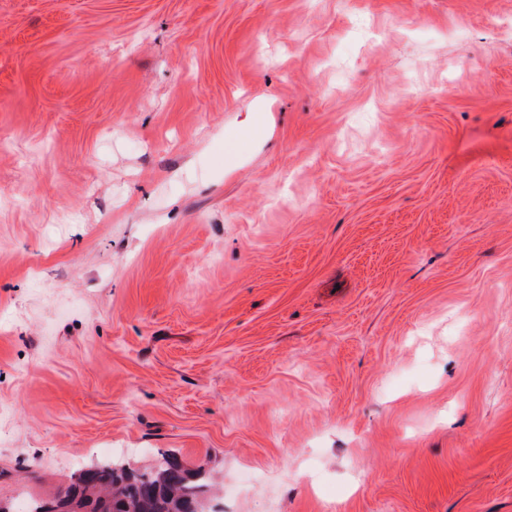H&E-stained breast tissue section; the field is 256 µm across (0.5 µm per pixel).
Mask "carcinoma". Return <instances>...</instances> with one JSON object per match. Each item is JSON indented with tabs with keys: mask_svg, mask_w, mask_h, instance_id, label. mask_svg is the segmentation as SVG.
Wrapping results in <instances>:
<instances>
[{
	"mask_svg": "<svg viewBox=\"0 0 512 512\" xmlns=\"http://www.w3.org/2000/svg\"><path fill=\"white\" fill-rule=\"evenodd\" d=\"M66 493L85 512H212V479L191 470L172 454L144 469L128 471L105 463L82 471Z\"/></svg>",
	"mask_w": 512,
	"mask_h": 512,
	"instance_id": "carcinoma-1",
	"label": "carcinoma"
}]
</instances>
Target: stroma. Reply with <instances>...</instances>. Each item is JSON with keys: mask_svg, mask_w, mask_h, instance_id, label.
Segmentation results:
<instances>
[{"mask_svg": "<svg viewBox=\"0 0 512 512\" xmlns=\"http://www.w3.org/2000/svg\"><path fill=\"white\" fill-rule=\"evenodd\" d=\"M163 453L512 512V0H0V504ZM257 112H248L246 118L234 127L230 134L224 135V161L228 162V170L233 168L246 153L248 148L258 139L261 133V121Z\"/></svg>", "mask_w": 512, "mask_h": 512, "instance_id": "obj_1", "label": "stroma"}]
</instances>
